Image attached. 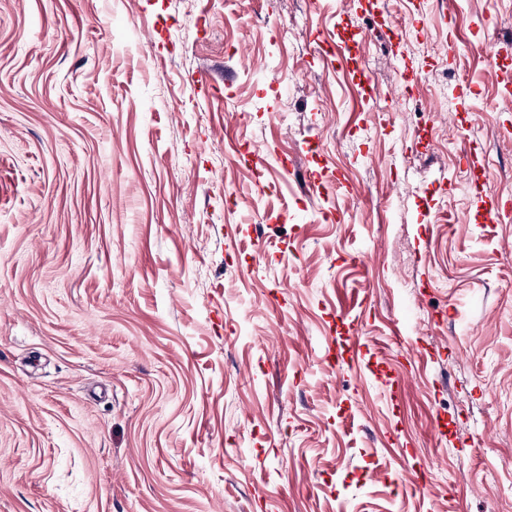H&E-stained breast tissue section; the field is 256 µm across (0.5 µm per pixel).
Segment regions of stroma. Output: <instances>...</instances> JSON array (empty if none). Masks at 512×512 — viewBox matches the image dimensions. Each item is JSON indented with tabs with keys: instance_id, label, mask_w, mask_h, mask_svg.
Here are the masks:
<instances>
[{
	"instance_id": "obj_1",
	"label": "stroma",
	"mask_w": 512,
	"mask_h": 512,
	"mask_svg": "<svg viewBox=\"0 0 512 512\" xmlns=\"http://www.w3.org/2000/svg\"><path fill=\"white\" fill-rule=\"evenodd\" d=\"M510 72L512 0H0V512H512Z\"/></svg>"
}]
</instances>
